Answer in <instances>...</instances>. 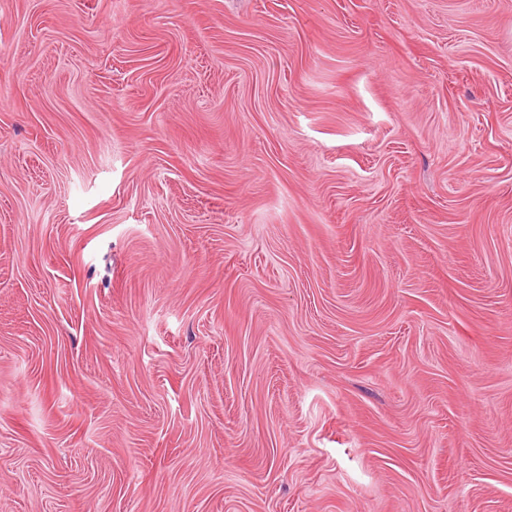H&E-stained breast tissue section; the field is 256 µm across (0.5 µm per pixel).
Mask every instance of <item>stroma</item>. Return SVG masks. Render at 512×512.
Masks as SVG:
<instances>
[{
  "label": "stroma",
  "instance_id": "1",
  "mask_svg": "<svg viewBox=\"0 0 512 512\" xmlns=\"http://www.w3.org/2000/svg\"><path fill=\"white\" fill-rule=\"evenodd\" d=\"M0 512H512V0H0Z\"/></svg>",
  "mask_w": 512,
  "mask_h": 512
}]
</instances>
